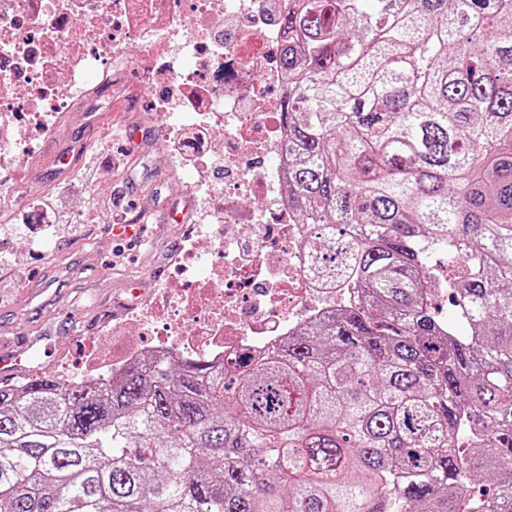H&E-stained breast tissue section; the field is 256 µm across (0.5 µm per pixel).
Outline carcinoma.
<instances>
[{
	"label": "carcinoma",
	"instance_id": "1",
	"mask_svg": "<svg viewBox=\"0 0 512 512\" xmlns=\"http://www.w3.org/2000/svg\"><path fill=\"white\" fill-rule=\"evenodd\" d=\"M283 25L288 205L361 301L217 369L0 386V512H512V0Z\"/></svg>",
	"mask_w": 512,
	"mask_h": 512
}]
</instances>
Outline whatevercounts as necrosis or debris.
I'll return each mask as SVG.
<instances>
[{"label":"necrosis or debris","instance_id":"obj_1","mask_svg":"<svg viewBox=\"0 0 512 512\" xmlns=\"http://www.w3.org/2000/svg\"><path fill=\"white\" fill-rule=\"evenodd\" d=\"M288 0H0V223L49 225L13 167L35 158L77 100L131 68L145 47L154 106L168 118L169 150L191 165L224 158L220 179L191 174L199 222L188 225L173 279L106 320L73 381L119 379L144 353L222 362L274 350L342 305L348 285L311 272L304 225L284 191L288 133L266 96L283 90L279 63ZM261 195V209L244 199Z\"/></svg>","mask_w":512,"mask_h":512}]
</instances>
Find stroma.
I'll return each mask as SVG.
<instances>
[{
  "mask_svg": "<svg viewBox=\"0 0 512 512\" xmlns=\"http://www.w3.org/2000/svg\"><path fill=\"white\" fill-rule=\"evenodd\" d=\"M42 176L35 194L62 181L79 184L94 168L87 192L57 195L95 212L89 224H54V251L41 252L28 224L0 226V355L24 352L26 373H50L57 359L79 363L82 342L101 318L150 296L158 278H172L184 225L196 219L195 203L183 191L185 174L174 173L167 157L164 122L146 86H99L58 131L41 144ZM123 160L107 175L106 167ZM119 196L123 224L137 225L130 237L113 234L104 207Z\"/></svg>",
  "mask_w": 512,
  "mask_h": 512,
  "instance_id": "35a3bbf8",
  "label": "stroma"
}]
</instances>
